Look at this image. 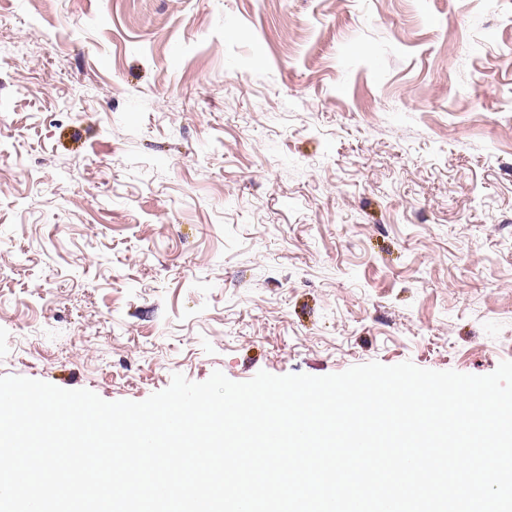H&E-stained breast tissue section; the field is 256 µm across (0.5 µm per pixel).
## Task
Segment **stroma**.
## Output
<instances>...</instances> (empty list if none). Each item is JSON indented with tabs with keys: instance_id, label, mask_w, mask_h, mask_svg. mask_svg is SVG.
<instances>
[{
	"instance_id": "1",
	"label": "stroma",
	"mask_w": 512,
	"mask_h": 512,
	"mask_svg": "<svg viewBox=\"0 0 512 512\" xmlns=\"http://www.w3.org/2000/svg\"><path fill=\"white\" fill-rule=\"evenodd\" d=\"M0 174V377L512 360V0H0Z\"/></svg>"
}]
</instances>
